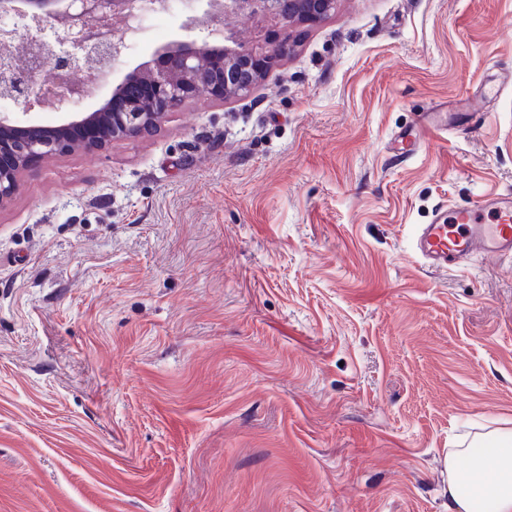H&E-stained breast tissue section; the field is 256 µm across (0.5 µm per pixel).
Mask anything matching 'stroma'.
<instances>
[{"instance_id":"35a3bbf8","label":"stroma","mask_w":512,"mask_h":512,"mask_svg":"<svg viewBox=\"0 0 512 512\" xmlns=\"http://www.w3.org/2000/svg\"><path fill=\"white\" fill-rule=\"evenodd\" d=\"M509 67L512 0H338L248 97L34 164L0 208V512H448L449 454L512 429V260L429 271L412 234L512 192ZM461 99L484 125L419 136Z\"/></svg>"}]
</instances>
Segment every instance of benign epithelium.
<instances>
[{
    "instance_id": "1",
    "label": "benign epithelium",
    "mask_w": 512,
    "mask_h": 512,
    "mask_svg": "<svg viewBox=\"0 0 512 512\" xmlns=\"http://www.w3.org/2000/svg\"><path fill=\"white\" fill-rule=\"evenodd\" d=\"M168 0H0V16L12 21L0 27V98L25 107L43 108L57 103L60 119L54 125L30 122L20 125L0 114V208L18 193L32 162L71 150L76 136L89 151L106 149L115 140L143 137L188 101L202 96L223 101L251 94L258 81L299 43L302 25H315L336 9V0H207L205 18L188 17V25L208 31L202 42H175L159 51L160 63L138 69L113 89L120 108L104 103L93 112H73L68 104L83 98L92 81L108 79L112 60L122 55L128 41L140 30L145 10L164 11ZM254 21L271 18L279 32H265L249 42H237L232 33L213 27L224 12ZM50 26L59 46L72 45L78 54L54 53L41 38ZM25 32L29 44L47 53L57 71L55 86L35 90L33 59L21 60L12 45ZM224 37L230 46H214L208 37ZM81 69L86 78L74 81Z\"/></svg>"
}]
</instances>
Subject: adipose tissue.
Segmentation results:
<instances>
[{
    "label": "adipose tissue",
    "instance_id": "obj_1",
    "mask_svg": "<svg viewBox=\"0 0 512 512\" xmlns=\"http://www.w3.org/2000/svg\"><path fill=\"white\" fill-rule=\"evenodd\" d=\"M481 462L471 466V449L453 452L448 457L450 482L460 477H469L474 493L460 497L456 491H449L448 512H476L478 501H485L490 512H512V430H500L480 444ZM494 472V479H487V472Z\"/></svg>",
    "mask_w": 512,
    "mask_h": 512
}]
</instances>
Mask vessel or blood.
I'll use <instances>...</instances> for the list:
<instances>
[{
  "label": "vessel or blood",
  "instance_id": "vessel-or-blood-1",
  "mask_svg": "<svg viewBox=\"0 0 512 512\" xmlns=\"http://www.w3.org/2000/svg\"><path fill=\"white\" fill-rule=\"evenodd\" d=\"M423 265L432 270L468 267L479 255L512 258V195L436 208L413 240Z\"/></svg>",
  "mask_w": 512,
  "mask_h": 512
}]
</instances>
